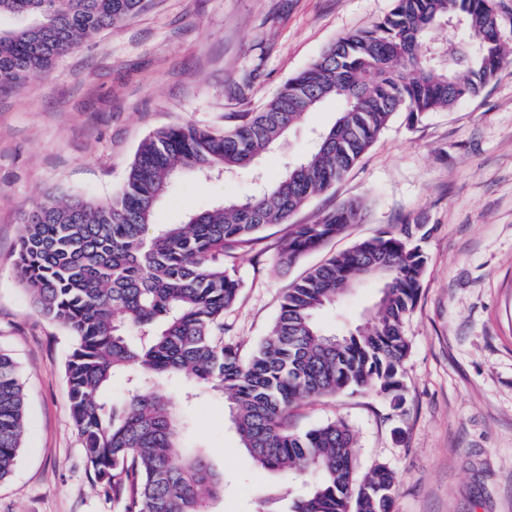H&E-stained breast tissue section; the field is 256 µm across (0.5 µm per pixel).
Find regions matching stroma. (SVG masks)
I'll return each instance as SVG.
<instances>
[{
	"mask_svg": "<svg viewBox=\"0 0 512 512\" xmlns=\"http://www.w3.org/2000/svg\"><path fill=\"white\" fill-rule=\"evenodd\" d=\"M393 0H148L144 10L81 42L46 74L0 95V348L13 355L28 425L0 512H116L93 485L69 414L65 330L31 305L13 265L22 219L45 194L94 202L122 188L140 142L160 128L223 129L253 112L344 34L386 15ZM329 101L290 131L260 166L276 178L331 126ZM257 190L252 170L204 180L185 172L154 221L181 223ZM357 201L359 223L280 267L285 226L274 225L228 260L242 284L224 314V341L249 354L280 310L285 289L311 267L381 231L419 224L427 257L406 324V404L374 392L294 404L287 425L305 432L333 420L356 439L359 474L378 462L397 477L392 512H512V64L482 94L408 125L396 116L348 177L298 210L293 223ZM377 290H353L320 315L349 328ZM182 442L224 473L210 512H259L275 474L256 468L214 392L184 404Z\"/></svg>",
	"mask_w": 512,
	"mask_h": 512,
	"instance_id": "35a3bbf8",
	"label": "stroma"
}]
</instances>
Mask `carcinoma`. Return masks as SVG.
Instances as JSON below:
<instances>
[{
    "label": "carcinoma",
    "mask_w": 512,
    "mask_h": 512,
    "mask_svg": "<svg viewBox=\"0 0 512 512\" xmlns=\"http://www.w3.org/2000/svg\"><path fill=\"white\" fill-rule=\"evenodd\" d=\"M145 0H0V93L48 72L82 39L137 15ZM512 63L493 0H394L370 28L342 36L257 111L222 130L175 125L137 148L112 199L47 195L24 216L14 267L36 311L72 339L65 363L72 423L91 479L112 490L122 512H208L224 476L182 445L180 406L161 390L180 378L185 401L203 387L224 396L240 442L260 469L308 477L289 512H390L396 478L384 464L357 475L349 425L335 420L288 430L298 400L365 389L404 406L405 324L418 300L426 256L420 226L384 231L316 265L284 292L271 334L244 359L224 344V311L241 284L225 258L266 228L288 225L279 261L291 264L357 223L344 203L311 224L291 217L342 181L397 115L414 125L477 97ZM335 122L311 149L245 200L223 201L181 224H154L180 171L231 176L274 149L326 101ZM367 282L380 290L375 313L344 336L317 314ZM128 397L98 399L117 374ZM26 431L24 386L0 350V482L12 473ZM286 486L269 487L263 512H279Z\"/></svg>",
    "instance_id": "cac0c4a2"
}]
</instances>
